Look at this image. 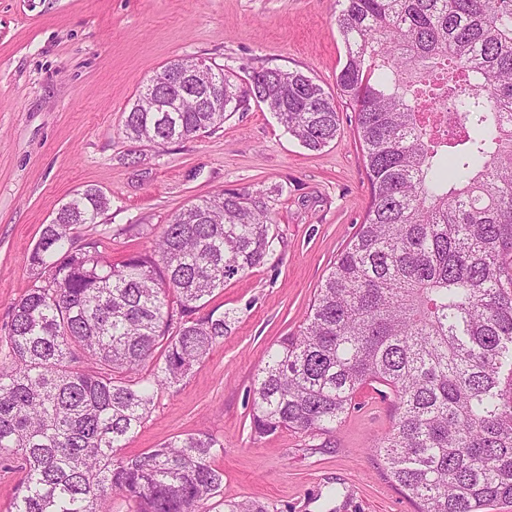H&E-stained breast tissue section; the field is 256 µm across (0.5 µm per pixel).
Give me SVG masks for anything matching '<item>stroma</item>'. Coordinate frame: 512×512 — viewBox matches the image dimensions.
I'll return each instance as SVG.
<instances>
[{
	"instance_id": "stroma-1",
	"label": "stroma",
	"mask_w": 512,
	"mask_h": 512,
	"mask_svg": "<svg viewBox=\"0 0 512 512\" xmlns=\"http://www.w3.org/2000/svg\"><path fill=\"white\" fill-rule=\"evenodd\" d=\"M337 0H0V336L35 284L28 258L41 229L86 186L110 206L112 260L146 251L137 226L168 223L189 201L219 190L269 196L275 250L264 266L227 280L207 310L227 313L222 343L155 406L128 439L129 455L184 434L224 443L213 460L221 498L267 512H415L369 449L394 421L392 396L371 384L326 434L252 430L254 377L271 345L296 333L370 204L355 114L339 104L334 141L311 151L264 104L233 113L214 133L131 145L124 111L154 73L178 57L223 65L238 78L300 70L329 93L345 60ZM138 161L130 163L129 149Z\"/></svg>"
}]
</instances>
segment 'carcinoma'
I'll return each mask as SVG.
<instances>
[{"label": "carcinoma", "instance_id": "cac0c4a2", "mask_svg": "<svg viewBox=\"0 0 512 512\" xmlns=\"http://www.w3.org/2000/svg\"><path fill=\"white\" fill-rule=\"evenodd\" d=\"M338 2L336 86L355 112L371 202L299 332L258 369L252 429L331 432L360 389L382 384L395 419L372 451L418 512L512 503V0ZM257 98L311 151L338 134L334 97L279 68L243 86L224 74L222 112L193 96L155 112L141 92L122 133L189 140ZM107 209L94 186L57 209L29 257L41 283L12 308L0 460L22 476L8 512H112L116 496L132 512H205L221 492L216 437L132 456L123 442L224 341L225 316L195 313L267 262L273 208L235 190L205 197L155 228L152 252L119 264L104 239L79 242Z\"/></svg>", "mask_w": 512, "mask_h": 512}]
</instances>
